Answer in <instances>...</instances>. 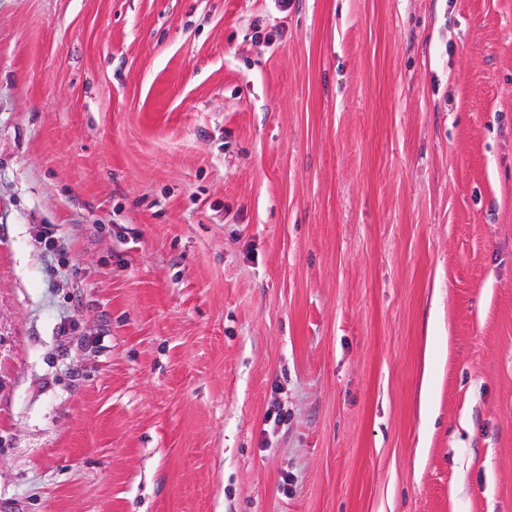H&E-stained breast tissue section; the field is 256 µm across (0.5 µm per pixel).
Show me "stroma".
Segmentation results:
<instances>
[{
  "instance_id": "1",
  "label": "stroma",
  "mask_w": 512,
  "mask_h": 512,
  "mask_svg": "<svg viewBox=\"0 0 512 512\" xmlns=\"http://www.w3.org/2000/svg\"><path fill=\"white\" fill-rule=\"evenodd\" d=\"M0 512H512V0H0Z\"/></svg>"
}]
</instances>
